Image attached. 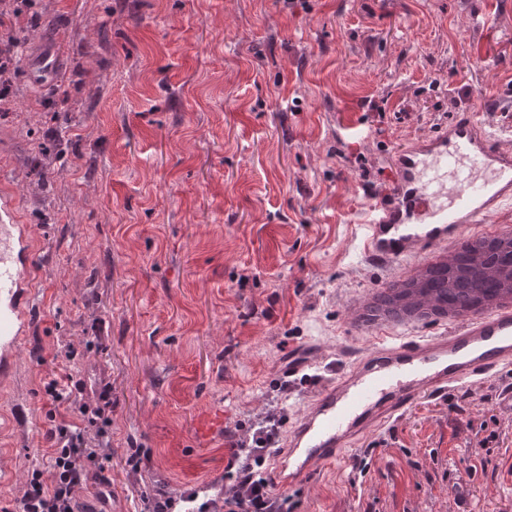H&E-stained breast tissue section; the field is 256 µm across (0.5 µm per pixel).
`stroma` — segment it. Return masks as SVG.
Segmentation results:
<instances>
[{"instance_id": "stroma-1", "label": "stroma", "mask_w": 512, "mask_h": 512, "mask_svg": "<svg viewBox=\"0 0 512 512\" xmlns=\"http://www.w3.org/2000/svg\"><path fill=\"white\" fill-rule=\"evenodd\" d=\"M0 117V185L33 225L39 321L0 383V501L50 474L45 378L112 381V497L224 486L295 350L364 351L356 304L396 279L361 220L409 139L488 86L512 130V0H34ZM363 101L368 136L341 139ZM73 358L56 356L57 345ZM512 370L415 400L288 489L295 512H512ZM222 430L197 434L201 419ZM499 437L479 450L486 430ZM138 456L140 464L127 460ZM59 61L55 46H47L36 55L27 58L26 69L30 82L36 85L50 84L57 76Z\"/></svg>"}]
</instances>
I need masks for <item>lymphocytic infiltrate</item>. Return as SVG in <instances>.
I'll list each match as a JSON object with an SVG mask.
<instances>
[{
  "label": "lymphocytic infiltrate",
  "instance_id": "obj_1",
  "mask_svg": "<svg viewBox=\"0 0 512 512\" xmlns=\"http://www.w3.org/2000/svg\"><path fill=\"white\" fill-rule=\"evenodd\" d=\"M52 406L68 405L72 418L56 421L47 434L54 469L51 485L32 477L17 512H76V497L87 483L111 485L109 457L104 444L112 435V384L99 380L89 386L73 375L43 383ZM288 417L272 406L245 431L227 432L230 442L224 467V491L219 498L200 502L197 512H294L291 500L273 492L267 475L272 453L279 449Z\"/></svg>",
  "mask_w": 512,
  "mask_h": 512
}]
</instances>
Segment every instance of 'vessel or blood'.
<instances>
[{"instance_id": "b4317fda", "label": "vessel or blood", "mask_w": 512, "mask_h": 512, "mask_svg": "<svg viewBox=\"0 0 512 512\" xmlns=\"http://www.w3.org/2000/svg\"><path fill=\"white\" fill-rule=\"evenodd\" d=\"M30 82L51 83L59 70L55 47L26 60ZM486 104L395 154L397 176L364 220L361 248L373 264L429 260L465 230L512 204V136L484 121ZM32 225L19 201L0 191V373L36 326ZM371 346L340 368L308 402L285 447L271 460L277 489L287 490L317 467L342 459L355 441L399 419L422 396H442L512 367V309L488 311L442 334L402 338L373 331Z\"/></svg>"}]
</instances>
